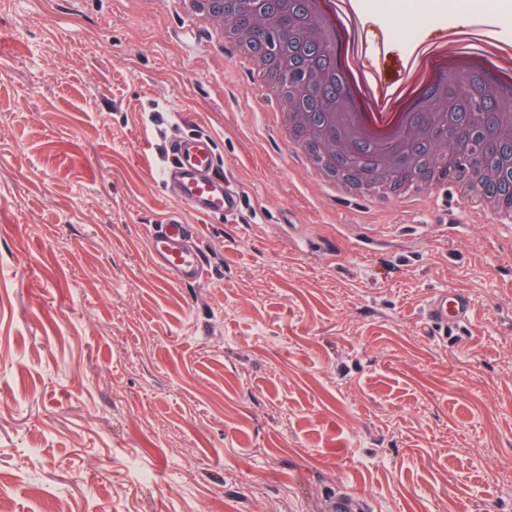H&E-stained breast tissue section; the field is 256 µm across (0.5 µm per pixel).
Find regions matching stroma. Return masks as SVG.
Here are the masks:
<instances>
[{
	"instance_id": "obj_1",
	"label": "stroma",
	"mask_w": 512,
	"mask_h": 512,
	"mask_svg": "<svg viewBox=\"0 0 512 512\" xmlns=\"http://www.w3.org/2000/svg\"><path fill=\"white\" fill-rule=\"evenodd\" d=\"M455 0L369 10L410 64ZM174 0H0V500L12 512H512V228L328 194ZM243 190L150 263L172 141ZM472 303L442 333L434 292ZM149 250L153 266L178 283L193 284L207 272L197 229L178 211L166 212L160 224L153 225Z\"/></svg>"
}]
</instances>
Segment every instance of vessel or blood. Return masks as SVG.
Listing matches in <instances>:
<instances>
[{
	"instance_id": "b4317fda",
	"label": "vessel or blood",
	"mask_w": 512,
	"mask_h": 512,
	"mask_svg": "<svg viewBox=\"0 0 512 512\" xmlns=\"http://www.w3.org/2000/svg\"><path fill=\"white\" fill-rule=\"evenodd\" d=\"M169 154L161 182L175 187V197L181 206L202 215L221 214L228 218L239 213L242 195L227 186L223 162L211 136L197 134L178 139L172 143ZM149 250L153 266L178 283L193 284L207 271L197 229L186 223L178 210L166 212L160 223L153 225ZM470 309V300L464 293L443 291L432 297L427 316L433 325L445 331L465 322Z\"/></svg>"
}]
</instances>
